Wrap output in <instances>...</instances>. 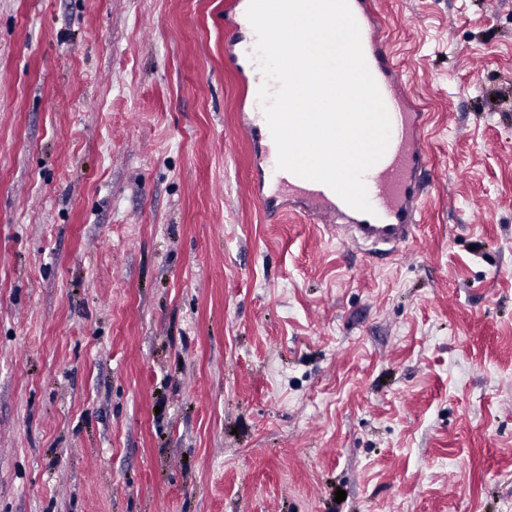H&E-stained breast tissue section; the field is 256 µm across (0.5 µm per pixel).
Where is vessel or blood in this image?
Returning a JSON list of instances; mask_svg holds the SVG:
<instances>
[{"instance_id":"1","label":"vessel or blood","mask_w":512,"mask_h":512,"mask_svg":"<svg viewBox=\"0 0 512 512\" xmlns=\"http://www.w3.org/2000/svg\"><path fill=\"white\" fill-rule=\"evenodd\" d=\"M349 5L360 29L367 66L391 123L384 155L364 176L372 213L353 209L325 184L277 169V148L263 108L242 114L235 134L249 140L259 158L252 193L261 205H269L272 196L286 194L344 242L356 245L372 241L396 246L410 238L424 195L422 175L427 163L429 120L410 94L408 80L384 36L386 21L374 0H349ZM255 47L252 40L227 42V55L239 63L244 90L253 98L264 81L254 57Z\"/></svg>"}]
</instances>
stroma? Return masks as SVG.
<instances>
[{
    "instance_id": "obj_1",
    "label": "stroma",
    "mask_w": 512,
    "mask_h": 512,
    "mask_svg": "<svg viewBox=\"0 0 512 512\" xmlns=\"http://www.w3.org/2000/svg\"><path fill=\"white\" fill-rule=\"evenodd\" d=\"M378 6L384 256L254 200L224 0H0V512H512V0Z\"/></svg>"
}]
</instances>
